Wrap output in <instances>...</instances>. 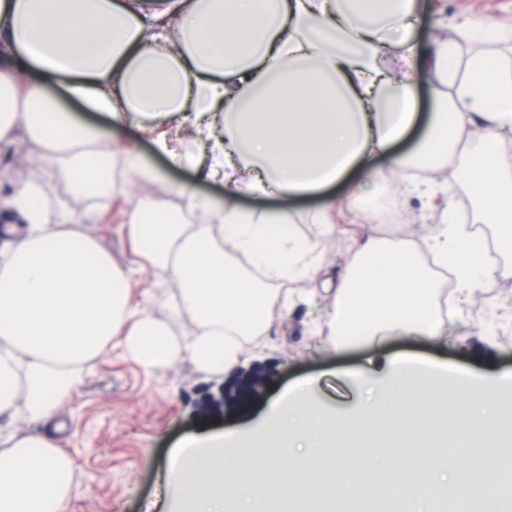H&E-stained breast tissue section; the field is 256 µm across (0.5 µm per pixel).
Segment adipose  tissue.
I'll list each match as a JSON object with an SVG mask.
<instances>
[{
  "instance_id": "1",
  "label": "adipose tissue",
  "mask_w": 512,
  "mask_h": 512,
  "mask_svg": "<svg viewBox=\"0 0 512 512\" xmlns=\"http://www.w3.org/2000/svg\"><path fill=\"white\" fill-rule=\"evenodd\" d=\"M419 13V0H162L148 10L129 0H0V142L24 130L44 160L8 202L21 225L0 228L10 238L0 253V512H56L68 497L73 460L9 422L47 419L84 363L112 349L161 375L185 358L232 371L273 319L277 282L318 272L321 257L290 215L243 209L242 194L313 196L382 157L403 175L404 193L443 211L429 248L437 266L454 270L457 302L488 287L484 244L459 224L435 175L460 142L474 141L459 154L473 221L495 227L500 253L512 255V57L459 52L469 41L512 42V26L466 17L453 37L424 47ZM388 52L407 78L382 66ZM420 72L432 76L436 110L412 151L398 154L393 144L416 120ZM55 84L117 126L181 117L197 152L144 132L174 163L205 166L224 185L207 223L149 199L130 219L136 252L177 290L169 318L134 303L127 273L94 238L68 242L72 202L118 186L109 133L49 95ZM55 178L66 197L53 205L45 186ZM350 251L329 313L334 348L379 335L444 337L434 275L406 238L368 225ZM181 318L192 329L180 337Z\"/></svg>"
}]
</instances>
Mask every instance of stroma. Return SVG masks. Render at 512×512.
<instances>
[{
    "instance_id": "stroma-1",
    "label": "stroma",
    "mask_w": 512,
    "mask_h": 512,
    "mask_svg": "<svg viewBox=\"0 0 512 512\" xmlns=\"http://www.w3.org/2000/svg\"><path fill=\"white\" fill-rule=\"evenodd\" d=\"M464 15L512 26V0H422L419 39L450 37ZM111 130L117 159L135 152L160 177L136 183L118 196L86 199L79 206L84 219L75 230L96 238L113 262L128 271L134 294L153 290L156 301L150 311L165 318L169 315L165 301L173 289L157 286L148 263L132 250L129 218L148 194L196 224L202 201L222 198L224 188L192 169L171 165L155 151L137 122ZM30 154L24 131H17L12 142L0 143V204L28 178ZM362 190L354 179L334 189L340 201L335 224L331 233L321 237L311 222L316 200L241 197L246 208H286L298 232L314 240L323 257L313 280L288 284L286 310L246 345V360L238 375L262 374L261 395L251 399L245 411L230 405L234 379L207 372L188 360L180 361L164 378L111 352L90 360L57 414L40 426L41 431L55 435L59 448L75 462L73 487L59 512H146L152 500L159 503L157 512H178L179 494L166 489L164 481L176 444L201 431L228 434L249 428L260 432L271 401L302 379L317 381L311 395L314 407L349 416L362 391L351 371H366L370 385L381 387L389 375L379 370V363L399 353L454 365L481 379L512 373V280L501 275L489 287L475 289L467 306H448L444 315L448 340L442 345L390 337L378 344L333 349L330 329L319 310L328 303L350 260V236L368 221L364 209L348 201ZM402 201L408 220L400 231L420 256H428V237L442 216L422 211L416 197L406 195Z\"/></svg>"
}]
</instances>
